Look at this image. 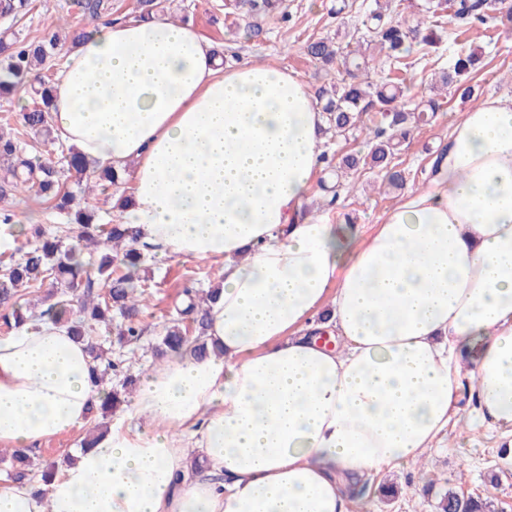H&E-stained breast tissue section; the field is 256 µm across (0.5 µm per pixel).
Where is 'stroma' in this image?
<instances>
[{
  "instance_id": "1",
  "label": "stroma",
  "mask_w": 512,
  "mask_h": 512,
  "mask_svg": "<svg viewBox=\"0 0 512 512\" xmlns=\"http://www.w3.org/2000/svg\"><path fill=\"white\" fill-rule=\"evenodd\" d=\"M363 0H353L344 8L343 0H286L287 22L267 17L259 34H247L246 17L236 10L235 0H165L163 11L177 22L194 24L209 40L220 44L225 54L258 63L288 67L319 89L327 81L324 70L305 52L307 40L332 37L345 24L361 20ZM447 37L435 52L412 54L408 76L416 89L425 90L435 72L447 67L457 53H472L480 59L472 72L478 101L512 96V22L497 19L460 31L451 15H444ZM63 25L67 36L63 48H70V35L86 29L82 0H33L30 12L15 24L0 19V30L11 29L18 40L29 41L46 29ZM468 102L448 95L442 112L432 124L415 129L397 156V168L405 181L403 189L380 191V177L367 172L358 176L356 186L340 184L336 174L322 169L312 189L307 214L336 221L347 218L362 233H370L380 216L402 197L404 191L430 186L437 151L449 139L457 113L466 111ZM337 187L340 198L327 205L328 187ZM0 211L12 214L14 223L40 224L49 231H60L64 243H71L72 231L60 230L55 211L36 206L29 194L16 193L0 200ZM149 301L138 319L144 330L131 346H113L112 353L124 356L130 372L142 377L154 365L151 352L162 327L177 316L185 288L204 292L211 288L217 269L208 261L193 258H163L149 254L146 262ZM475 400L470 384H463L458 407L438 447L428 449L422 464L406 465L373 475L362 495L353 498L351 512H437L441 493L451 489L463 496L490 502L492 512H512V433L473 420ZM393 494H385L384 486Z\"/></svg>"
}]
</instances>
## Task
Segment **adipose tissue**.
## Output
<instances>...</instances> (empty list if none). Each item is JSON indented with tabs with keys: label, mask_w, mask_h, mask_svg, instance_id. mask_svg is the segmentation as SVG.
Returning <instances> with one entry per match:
<instances>
[{
	"label": "adipose tissue",
	"mask_w": 512,
	"mask_h": 512,
	"mask_svg": "<svg viewBox=\"0 0 512 512\" xmlns=\"http://www.w3.org/2000/svg\"><path fill=\"white\" fill-rule=\"evenodd\" d=\"M51 116L90 166L129 172L140 243L217 265L218 296L207 353L140 379L144 427L114 420L46 485H0V512H348L356 478L434 447L465 377L479 421L512 429V98L458 113L432 185L367 235L303 213L325 126L307 83L222 63L192 24H93ZM94 367L50 319L0 336V446L87 425Z\"/></svg>",
	"instance_id": "ef3b65f1"
}]
</instances>
